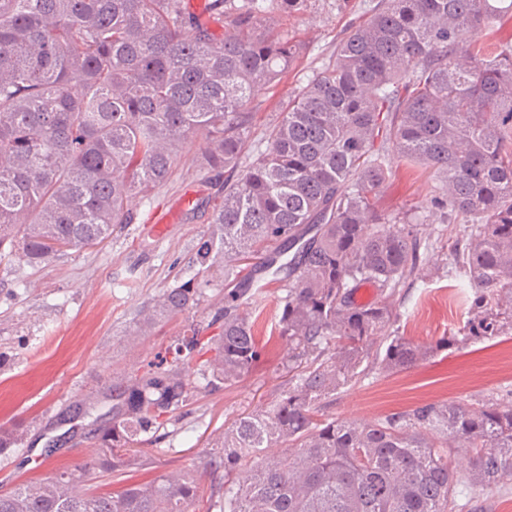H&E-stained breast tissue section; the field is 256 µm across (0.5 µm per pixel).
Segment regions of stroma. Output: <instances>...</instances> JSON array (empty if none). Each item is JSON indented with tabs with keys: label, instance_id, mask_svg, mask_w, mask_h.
Wrapping results in <instances>:
<instances>
[{
	"label": "stroma",
	"instance_id": "1",
	"mask_svg": "<svg viewBox=\"0 0 512 512\" xmlns=\"http://www.w3.org/2000/svg\"><path fill=\"white\" fill-rule=\"evenodd\" d=\"M367 0H308L280 27L305 45L303 55L279 83L253 102L252 145L263 148L267 128L336 50L337 35L367 12ZM203 146L185 145L169 180L137 199V218L102 245L71 250L39 266L22 258L0 262V426H20L23 440L0 456V493L23 480H37L73 467L90 455L89 442L68 436L65 417L82 400L110 389L115 376L147 363L178 336L184 325L208 324L223 281L207 289L200 304L165 320L146 335L129 334L166 289L197 275L193 261L208 218L223 196V175L199 168ZM376 205L389 217L424 216L419 253L428 275L403 283L394 298L396 333L419 343L458 335L468 318L464 299L473 290L454 250L466 227L429 211L433 172L400 161ZM288 350L275 337L253 373L223 390L198 394L160 429L147 455L157 468L133 472L149 483L157 471L187 469L240 414L269 404L287 390L278 365ZM512 402V335L472 339L448 347L416 367L385 372L368 367L357 380L329 397L324 417L371 422L417 406L475 404L486 398ZM462 512H512V481L472 490L460 478Z\"/></svg>",
	"mask_w": 512,
	"mask_h": 512
}]
</instances>
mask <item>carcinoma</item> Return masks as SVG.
<instances>
[{
    "instance_id": "carcinoma-1",
    "label": "carcinoma",
    "mask_w": 512,
    "mask_h": 512,
    "mask_svg": "<svg viewBox=\"0 0 512 512\" xmlns=\"http://www.w3.org/2000/svg\"><path fill=\"white\" fill-rule=\"evenodd\" d=\"M307 2L0 0V261L38 266L100 244L197 138L200 168L225 173L196 251L202 272L224 279L219 333L204 341L191 325L112 382L90 459L0 493V512H459L458 467L477 488L512 479V403L319 418L365 362L401 371L458 343L386 332L397 288L423 273L417 223L375 207L392 156L430 168L431 206L468 225L458 256L478 314L463 340L512 335V44L498 39L512 0H378L254 152L252 104L304 49L279 16ZM262 273L286 291L272 333L288 340V390L237 418L193 468L94 490L151 464L141 435L199 390L260 363L250 305ZM210 282L167 289L147 322L199 305ZM364 284L380 300L357 303ZM22 437L1 426L0 455Z\"/></svg>"
}]
</instances>
